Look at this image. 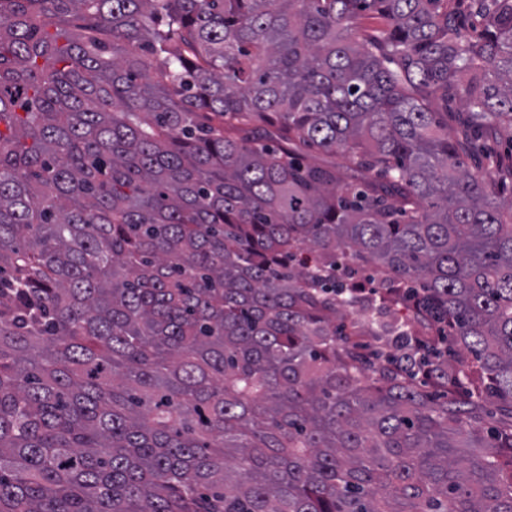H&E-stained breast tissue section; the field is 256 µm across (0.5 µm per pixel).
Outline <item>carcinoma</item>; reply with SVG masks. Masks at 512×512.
Masks as SVG:
<instances>
[{
	"label": "carcinoma",
	"instance_id": "1",
	"mask_svg": "<svg viewBox=\"0 0 512 512\" xmlns=\"http://www.w3.org/2000/svg\"><path fill=\"white\" fill-rule=\"evenodd\" d=\"M469 9L0 0V512H512V155L467 163L512 0Z\"/></svg>",
	"mask_w": 512,
	"mask_h": 512
}]
</instances>
